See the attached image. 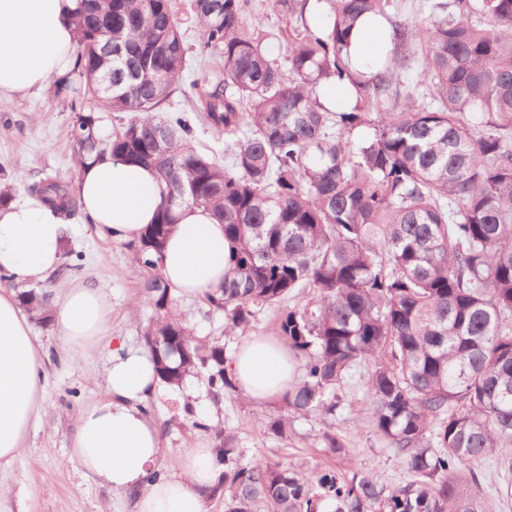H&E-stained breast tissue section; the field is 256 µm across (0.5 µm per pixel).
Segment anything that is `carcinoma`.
<instances>
[{
  "instance_id": "obj_1",
  "label": "carcinoma",
  "mask_w": 512,
  "mask_h": 512,
  "mask_svg": "<svg viewBox=\"0 0 512 512\" xmlns=\"http://www.w3.org/2000/svg\"><path fill=\"white\" fill-rule=\"evenodd\" d=\"M307 2L278 0L302 25L285 71L245 0H190L201 53L224 62L195 115L224 136L223 163L195 148L187 113L160 115L189 52L173 0H81L72 69L53 84L76 112V164L109 153L152 166L164 185L135 245L155 310L143 338L168 342L148 348L161 384L202 373L215 398L237 392L226 347L194 336L163 277L159 254L183 206L209 211L231 243L224 286L204 294L228 333L311 294L278 316L301 374L267 418L270 434L335 414L349 374L368 364L365 414L408 480L389 489L362 470L251 460L219 429L224 470L209 496L224 512H496L512 501V0H429L421 21L416 0H323L319 28ZM362 17L384 19L391 43L363 80L350 57ZM325 80L351 84L350 111L319 101ZM359 128L373 133L355 145ZM28 191L65 221L80 209L56 176ZM20 300L51 320L50 294Z\"/></svg>"
}]
</instances>
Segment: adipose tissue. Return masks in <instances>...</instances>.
I'll use <instances>...</instances> for the list:
<instances>
[{
  "instance_id": "adipose-tissue-1",
  "label": "adipose tissue",
  "mask_w": 512,
  "mask_h": 512,
  "mask_svg": "<svg viewBox=\"0 0 512 512\" xmlns=\"http://www.w3.org/2000/svg\"><path fill=\"white\" fill-rule=\"evenodd\" d=\"M79 0H0V98L27 95L71 69L76 45L73 18ZM77 196L96 232L137 242L155 221L162 189L156 171L105 156L78 171ZM166 242L162 272L178 293L218 288L227 270L229 243L208 212L184 207ZM66 226L38 197L0 205V274L18 283L43 279L63 262ZM109 306L99 288L76 282L55 303L53 319L66 342L82 350L97 342ZM42 353L14 292L0 289V461L24 451L25 438L43 404ZM231 372L242 394L271 401L288 390L296 363L288 348L265 336L245 338ZM158 383L146 354L112 359L107 397L78 413L72 454L84 470L112 489L134 493L136 512H205L204 495L216 482L213 448H194L178 477L152 479L160 454L156 428L138 402Z\"/></svg>"
}]
</instances>
